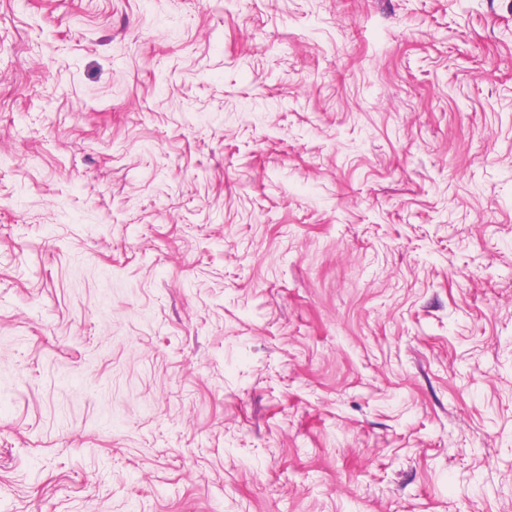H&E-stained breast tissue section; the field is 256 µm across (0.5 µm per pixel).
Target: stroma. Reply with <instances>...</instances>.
<instances>
[{
    "label": "stroma",
    "instance_id": "obj_1",
    "mask_svg": "<svg viewBox=\"0 0 512 512\" xmlns=\"http://www.w3.org/2000/svg\"><path fill=\"white\" fill-rule=\"evenodd\" d=\"M0 512H512V0H0Z\"/></svg>",
    "mask_w": 512,
    "mask_h": 512
}]
</instances>
